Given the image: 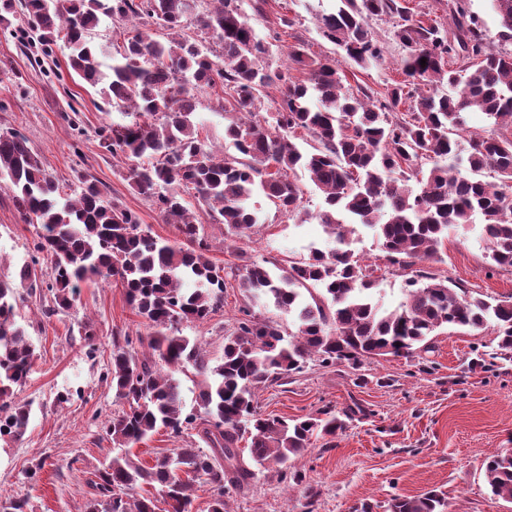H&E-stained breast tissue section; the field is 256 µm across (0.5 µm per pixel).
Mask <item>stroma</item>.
Segmentation results:
<instances>
[{
    "label": "stroma",
    "mask_w": 512,
    "mask_h": 512,
    "mask_svg": "<svg viewBox=\"0 0 512 512\" xmlns=\"http://www.w3.org/2000/svg\"><path fill=\"white\" fill-rule=\"evenodd\" d=\"M335 8L336 0H268L253 26L279 50L301 41L310 55H330L334 46L320 36L318 20ZM286 18L293 19V27H283ZM372 27L383 63L360 68L343 61L339 67L351 86L371 89L380 100L390 81L402 78L404 50L394 37L393 20H376ZM67 54L59 46L53 56L40 59L34 48L0 33V130L24 135L64 192L82 180L93 181L107 198L135 211L154 236L175 239L174 225L162 223L99 145L100 127L130 122V115L105 106L93 88L72 77ZM12 197L0 180V279L15 278L36 237ZM252 203L263 223L234 247H225L223 225L205 223L218 267L253 260L284 264L328 247L329 237L317 221L288 220L260 194ZM429 269L471 295L512 294V269L490 266L486 244L475 230L450 232L441 262ZM49 303L48 294L37 292L18 302V322L35 357L14 399L30 404L31 416L21 440H0V500L25 496L31 512H83L95 468L114 453L102 425L123 408L102 374L114 342L147 334L148 327L115 279L81 283L72 310L48 317ZM243 304L239 292H228L223 310L210 322L185 324L182 332L219 360L224 330L239 318ZM83 322L96 335L92 359L81 347ZM431 345L428 352L368 359L357 367L312 359L283 384L260 391L258 405L270 417L293 419L323 409L338 413L354 405L363 412L342 432L318 439L296 457L288 478L263 470L247 487L231 492L229 512H353L364 503L385 512L392 496L430 490L446 494L448 512H512V502L493 496L485 473L487 457L512 451V358L495 357L497 343L489 329L470 334L451 328L433 337ZM65 393L69 401L59 402ZM36 462L43 465L39 478L26 482L22 472Z\"/></svg>",
    "instance_id": "stroma-1"
}]
</instances>
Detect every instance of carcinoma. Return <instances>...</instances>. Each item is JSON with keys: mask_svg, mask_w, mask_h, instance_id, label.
I'll list each match as a JSON object with an SVG mask.
<instances>
[{"mask_svg": "<svg viewBox=\"0 0 512 512\" xmlns=\"http://www.w3.org/2000/svg\"><path fill=\"white\" fill-rule=\"evenodd\" d=\"M194 2L0 0L1 31L31 34L30 44L46 57L63 42L70 71L98 89L107 106L145 117L102 128L100 147L125 158L128 185L177 231L173 241L153 236L135 212L91 181L62 192L21 134L0 131V180L37 236L18 281L0 280V438L21 439L30 419L29 405L12 401L34 362L16 320L18 289L46 287L50 316L74 307L81 283L117 278L147 323L138 343L150 357H139L127 337L113 344L103 378L127 408L103 430L115 448L129 449L161 428L183 441L147 466L128 452L101 464L85 512H159L160 503L164 512H190L198 479L210 487L209 512H227L225 497L254 477L251 465L287 474L312 438L336 435L356 413L324 409L291 422L260 413L258 392L314 357L355 367L371 358L406 357L429 348L430 336L451 326L491 327L500 354L512 353L511 294L470 297L423 267L442 261L448 230L478 216L490 265L512 268V137L500 133L512 126V50L499 46L512 41V0H491L500 27L495 39L465 0H448L450 29L403 0H339L336 12L321 17L320 34L361 67L382 60L369 19H398L394 35L405 51V79L388 86L379 104L345 85L336 60L310 55L301 42L288 46L287 68L266 65L272 43L258 38L237 0H212L213 8L197 15ZM104 16L141 20L108 65L91 40ZM273 85L280 96L267 101L265 90ZM445 85L451 92H439ZM207 89L221 91L224 138L234 147L221 157L199 138L195 121L199 93ZM406 102L409 111L398 113ZM469 112L484 115L487 131L470 142L464 175L454 135L464 130ZM298 129L317 142L313 152L294 142ZM299 169L323 193L324 210L301 208ZM485 171L494 180L479 178ZM190 191L209 218L224 225L226 242L254 233L260 218L251 200L261 193L291 219L318 220L335 246L286 266L252 261L222 275L209 256L201 216L183 197ZM350 221L373 230L387 261L412 274L396 309L372 302L374 270L348 246ZM45 261L52 279L43 284L36 266ZM229 288L245 305L214 362L197 340L181 334V325L211 320ZM268 304L290 316L294 329L254 311ZM79 335L85 354L94 356L92 326L84 323ZM188 365L204 378L193 412L185 410L175 377ZM191 429L206 447L185 439ZM245 438L248 462L239 449ZM486 474L492 494L512 502V452L491 456ZM447 508L435 490L394 497L388 505L389 512Z\"/></svg>", "mask_w": 512, "mask_h": 512, "instance_id": "cac0c4a2", "label": "carcinoma"}]
</instances>
